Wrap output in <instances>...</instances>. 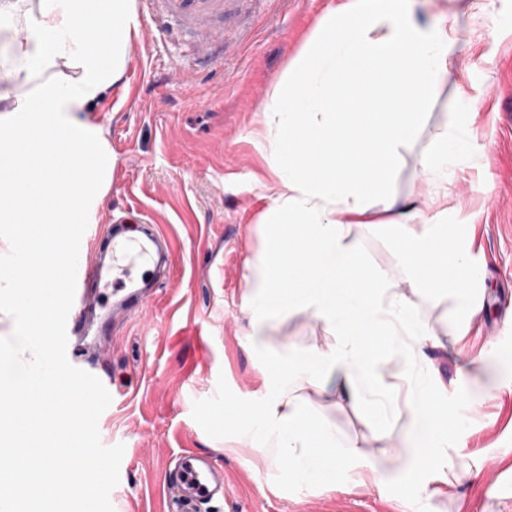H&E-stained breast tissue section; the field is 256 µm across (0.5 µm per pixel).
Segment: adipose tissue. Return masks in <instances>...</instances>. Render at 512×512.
<instances>
[{"instance_id":"ef3b65f1","label":"adipose tissue","mask_w":512,"mask_h":512,"mask_svg":"<svg viewBox=\"0 0 512 512\" xmlns=\"http://www.w3.org/2000/svg\"><path fill=\"white\" fill-rule=\"evenodd\" d=\"M11 28L24 38L0 50V313H26V335L42 340L64 278L50 256L94 223L112 181V152L90 112L129 67L139 23L134 0H0V30ZM457 49L451 16L424 27L403 16L402 0H357L329 11L263 107L275 176L265 221L276 231L246 264L253 333L310 313L338 338L327 351H271L267 391L245 433L297 481L332 488L338 471L363 462L354 451L339 455L335 430L293 383L320 392L336 382L385 430L394 404L384 344L418 369L407 436L414 461L437 462L447 445L448 412L424 368L423 348L437 336L384 273L364 270L347 236L361 224L394 239L411 284L427 292L462 291L477 279L447 212L418 223L390 189L398 150L417 137L418 111ZM62 63L70 75L58 72ZM467 153L461 135H436L421 159L429 188L447 191L449 168ZM24 254L29 263L18 264Z\"/></svg>"}]
</instances>
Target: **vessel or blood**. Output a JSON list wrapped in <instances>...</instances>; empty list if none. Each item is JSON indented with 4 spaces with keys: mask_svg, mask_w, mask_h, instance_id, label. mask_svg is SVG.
Instances as JSON below:
<instances>
[{
    "mask_svg": "<svg viewBox=\"0 0 512 512\" xmlns=\"http://www.w3.org/2000/svg\"><path fill=\"white\" fill-rule=\"evenodd\" d=\"M229 0H168L185 21L209 29L223 18ZM111 233L100 242L93 260L79 264L74 302L79 315L68 318L69 362L112 384V367L100 357L104 342L111 340L130 320L142 316L160 286L157 271L171 266L175 243L160 226L132 229L125 217L109 216ZM173 512H208L228 485L223 470L208 455L187 449L178 457L175 475L168 485Z\"/></svg>",
    "mask_w": 512,
    "mask_h": 512,
    "instance_id": "b4317fda",
    "label": "vessel or blood"
}]
</instances>
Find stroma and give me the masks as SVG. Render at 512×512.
Listing matches in <instances>:
<instances>
[{
	"label": "stroma",
	"mask_w": 512,
	"mask_h": 512,
	"mask_svg": "<svg viewBox=\"0 0 512 512\" xmlns=\"http://www.w3.org/2000/svg\"><path fill=\"white\" fill-rule=\"evenodd\" d=\"M343 2L233 0L215 66L196 63L190 29L173 21L162 34L142 17L124 79L93 108L116 159L97 223L131 206L175 242L171 272L147 316L102 349L128 386L98 420L102 443L125 447L114 512H170L163 477L186 448L210 454L223 469L230 491L219 512H412L418 502L423 512H512V0L412 2L422 23L455 13L458 52L468 64L449 66L421 109L419 139L400 148L390 173L392 191L418 203L422 220L435 211L424 204L418 158L457 113L473 116L461 130L469 159L453 171L446 207L457 245L484 269L468 290L480 312L458 336L455 295L418 301L442 342L427 352L437 400L453 414L476 409L448 426L446 471L409 467L406 403L382 442L371 415L333 386L301 395L356 444L375 474L353 482L340 476L324 490L232 445L263 390L265 356L251 347L243 279L246 261L265 248L275 182L260 107L319 21ZM348 241L365 269L386 272L398 292L412 295L391 239L354 224ZM272 339L296 349L335 342L310 315L278 324Z\"/></svg>",
	"instance_id": "35a3bbf8"
}]
</instances>
